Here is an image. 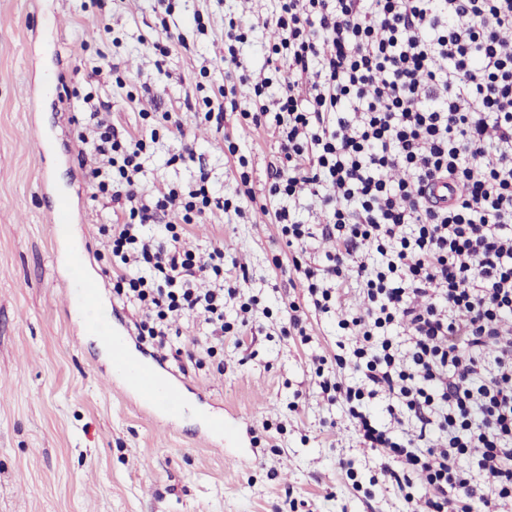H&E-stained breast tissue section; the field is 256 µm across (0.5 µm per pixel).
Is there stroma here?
Instances as JSON below:
<instances>
[{
    "instance_id": "35a3bbf8",
    "label": "stroma",
    "mask_w": 512,
    "mask_h": 512,
    "mask_svg": "<svg viewBox=\"0 0 512 512\" xmlns=\"http://www.w3.org/2000/svg\"><path fill=\"white\" fill-rule=\"evenodd\" d=\"M274 0H176L168 18L181 33L164 59L151 44L160 19L153 0H0V512H402V495L380 481L376 452L359 447L343 405L322 400L310 355L333 357L352 336L334 317L309 320L311 340L285 336V306L301 301L291 254L269 214L240 219L214 211L189 228L201 252L223 245L225 259L248 271L243 298H256L252 329L243 341L224 338V364L179 370L156 361L138 335L130 351L156 363L165 376L181 374L188 409L165 420L144 412L113 380L109 356L85 333L67 291L75 275L100 283L102 317L134 325L132 306L114 290L106 238L111 214L90 198L85 173L67 161L80 113L57 110L52 98L31 106L28 88L43 67L62 76L58 93L99 96L112 102L115 121L144 128L141 111H179L184 98L217 95L224 82V18L255 23L240 51L252 70L266 61L269 33L260 28ZM206 29H198L195 14ZM100 17L111 34L83 25ZM58 43L61 57L41 53ZM118 72L101 70L103 60ZM188 140L160 134L144 161V188L188 186L205 169L213 195L234 193V158L228 141L247 155L257 195L267 190V166L277 151L269 130L242 126L227 116L223 130L188 119ZM191 142L197 164L171 163ZM68 192L82 221L69 263L58 259L49 235L54 199L43 182ZM280 264H273V257ZM248 419L252 430L238 443L214 446L204 420L211 414ZM357 471L349 480L341 460Z\"/></svg>"
}]
</instances>
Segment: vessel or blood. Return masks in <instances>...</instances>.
I'll return each instance as SVG.
<instances>
[{
    "label": "vessel or blood",
    "instance_id": "b4317fda",
    "mask_svg": "<svg viewBox=\"0 0 512 512\" xmlns=\"http://www.w3.org/2000/svg\"><path fill=\"white\" fill-rule=\"evenodd\" d=\"M74 221L71 201L64 196L57 197L49 213L52 239H67ZM110 358L113 374L120 377L125 389L135 392L142 407L167 418L177 417L184 410L186 401L180 383L163 378L154 366L131 360L123 324L117 323L112 327Z\"/></svg>",
    "mask_w": 512,
    "mask_h": 512
}]
</instances>
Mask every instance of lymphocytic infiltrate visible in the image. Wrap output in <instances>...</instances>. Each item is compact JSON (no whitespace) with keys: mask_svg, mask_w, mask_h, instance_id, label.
<instances>
[{"mask_svg":"<svg viewBox=\"0 0 512 512\" xmlns=\"http://www.w3.org/2000/svg\"><path fill=\"white\" fill-rule=\"evenodd\" d=\"M270 25L257 75L239 52L248 28L225 19V85L185 109L219 130L236 111L276 139L268 197L303 291L283 332L308 342L309 316L336 312L355 281L365 307L346 327L359 380L345 384L314 356L324 398L346 405L406 505L512 512V0H276ZM240 82L253 89L246 109ZM79 139L104 159L85 169L92 198L121 210L107 226L112 276L140 314L139 338L165 353L173 323L200 320L205 355L223 352L225 334L248 331L251 306L226 322L239 275L225 273L222 248L200 255L183 239L227 200L202 168L189 191L144 194L148 139L117 125L109 103L91 105ZM437 181L452 188L440 203L427 195ZM304 194L320 232L288 206ZM318 236L333 244L321 267L305 260ZM394 325L405 350L386 335ZM378 396L389 424L366 406Z\"/></svg>","mask_w":512,"mask_h":512,"instance_id":"1","label":"lymphocytic infiltrate"}]
</instances>
